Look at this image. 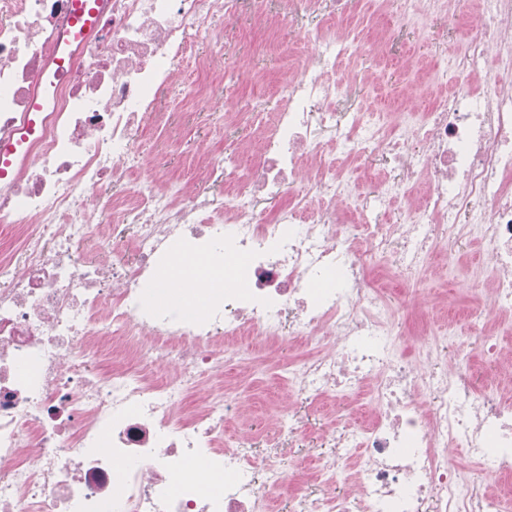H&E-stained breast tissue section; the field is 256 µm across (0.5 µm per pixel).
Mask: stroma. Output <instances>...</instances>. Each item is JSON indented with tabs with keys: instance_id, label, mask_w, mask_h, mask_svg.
I'll return each mask as SVG.
<instances>
[{
	"instance_id": "1",
	"label": "stroma",
	"mask_w": 512,
	"mask_h": 512,
	"mask_svg": "<svg viewBox=\"0 0 512 512\" xmlns=\"http://www.w3.org/2000/svg\"><path fill=\"white\" fill-rule=\"evenodd\" d=\"M335 9V0H316L310 12L293 19L283 18L263 37L258 34L261 19L257 8L242 9L226 18L217 46L219 54L214 58L224 71V106L256 96L265 111H276L280 104L278 89L287 79L292 63L289 49L306 47L305 31L332 24L338 33L351 38L373 36L380 46L379 51L359 57L360 81L351 92L347 109L422 112L428 105L427 98L403 105L394 101L396 93L415 78L413 62L431 64L460 52L467 31L478 22L476 14L468 11L466 0L436 5L429 18L413 20L397 33L390 29L389 0H348L349 17L345 20L334 19ZM241 63L252 69V85H245L238 78L237 66ZM178 110L174 122L169 123L161 136L151 137L149 143L153 151L165 154L170 166L181 172L183 185L194 183L191 149L214 147L244 159L255 153L258 139L249 128H229L223 139L214 138L206 121L207 104L190 100L180 104ZM434 260L440 272L423 280L424 295L418 302L416 315L427 319L437 335L445 324L457 328V335L449 337L442 357L452 363L462 355L471 356V376L477 384H484L495 375L497 364L484 355L480 344L463 332L461 326L477 303L476 279L486 275V259L479 243L474 242L461 247L454 256L448 249H441ZM227 378L231 386L245 390L254 401L252 410L230 422V434L252 431L259 445L277 449L285 463L301 465L311 472L316 469V461L308 456V449L327 445L334 431L358 424L371 412L369 401L356 402L348 395H336L321 404L304 398L291 400L278 370L270 364L243 373L234 370ZM288 403L294 404L307 423L304 437L284 438L270 421L276 409Z\"/></svg>"
}]
</instances>
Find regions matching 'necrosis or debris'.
I'll return each mask as SVG.
<instances>
[{"mask_svg": "<svg viewBox=\"0 0 512 512\" xmlns=\"http://www.w3.org/2000/svg\"><path fill=\"white\" fill-rule=\"evenodd\" d=\"M238 3L0 0V141L29 118L78 8L97 12L0 179V512H274L283 496L289 512H505L483 477L512 473V397L498 380L476 389L467 358L440 368L437 341L408 344L421 325L368 263L428 272L437 245L480 241L491 277L469 331L502 359L492 331L512 304V0H470L479 24L448 62L459 82L419 122L338 115L356 81L340 61L365 47L316 35L254 163L205 155L187 192L166 163L144 165L142 145L187 72L198 97H219L224 73L197 48ZM373 156L395 175L353 190L346 161ZM401 200V222L380 223ZM186 239L223 256L246 294L215 296L204 318L156 305L157 271ZM294 344L306 352L282 369L292 394L375 404L332 448L311 449L314 496L254 437L225 436L245 404L213 384ZM204 464L224 473L219 496L200 491Z\"/></svg>", "mask_w": 512, "mask_h": 512, "instance_id": "1", "label": "necrosis or debris"}]
</instances>
